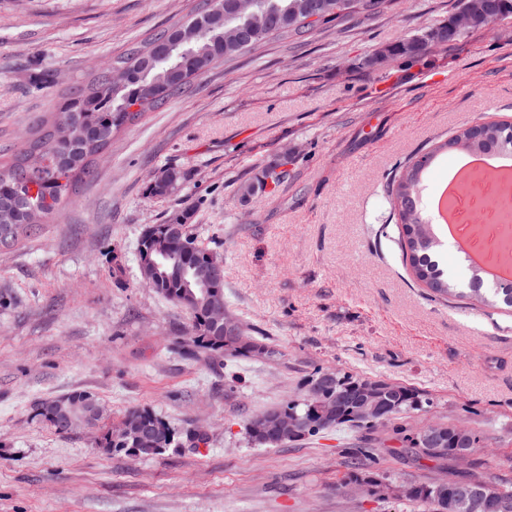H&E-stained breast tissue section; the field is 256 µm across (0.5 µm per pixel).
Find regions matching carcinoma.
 Listing matches in <instances>:
<instances>
[{
    "instance_id": "1",
    "label": "carcinoma",
    "mask_w": 512,
    "mask_h": 512,
    "mask_svg": "<svg viewBox=\"0 0 512 512\" xmlns=\"http://www.w3.org/2000/svg\"><path fill=\"white\" fill-rule=\"evenodd\" d=\"M312 0H254L253 12L271 17L268 32L259 35L243 48L232 40V29L246 23L244 18L211 17L215 5L205 6L194 14L190 21L202 20L209 33L201 42L192 46L174 45L170 27L156 34L145 46L133 47L122 61L121 67L128 69V86L116 93L112 90V69L98 73L88 87H77L70 91L58 106L52 118L69 119L76 124L80 135L69 142L57 143L51 139L48 124L50 119H39L32 129V148L51 156V165L41 171L42 192L37 199L29 196L26 187L17 182L12 171L21 159L12 158L0 165V201L11 205V217H0V225L10 224L14 229L13 243H18L43 219L51 217L63 208L70 199L75 184L82 178L93 175L91 158L111 140L114 131L120 129L140 114L155 109L174 96L184 92L194 78L217 65L226 64L238 55L274 38L302 37L314 29V25L302 20ZM392 0H323L330 21L351 15L371 17L383 12ZM470 4L476 10L475 27L487 25L484 15L496 11L512 16V0H460V5ZM427 50L423 38L404 40L393 51L408 58H416ZM155 82L165 87L166 93L147 103L137 112L125 111L126 92L140 87L142 81ZM464 155L473 153L512 154V125L499 124L490 127L479 137L464 128L453 135L439 149H450ZM436 152L424 154L419 159L401 167L388 185V200L396 216L399 241L406 265L414 279L428 288L434 297L467 300L473 306L512 310V283L505 286L482 277L479 269L469 266V279L462 283L448 271L441 260L443 242L436 225L427 222L421 199L425 174L429 161ZM186 215L176 214L170 224H152L143 233L139 245V259L152 267L153 275L148 287L167 300L182 307L190 316L196 333V346L202 347L215 357H264L272 358L277 351L251 335V328L243 324L229 309L224 307V316L235 323L236 333L224 336L221 324L209 308L211 296L224 293V277L214 278L210 267L220 262V257L202 246L183 224ZM323 371H316L303 386L295 399L279 406L300 420L297 432L286 437L273 434L251 438V441L268 447H277L286 442L314 437L331 430L349 428L364 434L366 447L357 449L363 457L377 460V449L372 446L371 435L378 427L392 424L414 412H423L432 407L433 400L416 387L390 380L353 376L334 372L332 381H320ZM365 384H386L395 388L383 401V413L369 423L356 416L361 387ZM68 397L79 406L90 405L98 409L94 423L103 418L105 409L100 398L87 390L73 391ZM36 415L60 434L68 433L58 419L57 413L43 400L35 407ZM126 419L140 421L149 429L150 442L123 438L119 430L104 435V446L114 451L141 449L143 455L158 454L175 442L176 433L156 415L145 410H133ZM438 440L427 439L419 428L404 439L415 454L434 461L455 459L458 448L476 451L478 435L468 428L453 423L442 426ZM466 484L475 488L493 487L511 504L512 482L487 477L449 480L417 488L416 499L429 506V512H448L438 489L445 485L450 489Z\"/></svg>"
}]
</instances>
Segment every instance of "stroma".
Listing matches in <instances>:
<instances>
[{
    "label": "stroma",
    "instance_id": "35a3bbf8",
    "mask_svg": "<svg viewBox=\"0 0 512 512\" xmlns=\"http://www.w3.org/2000/svg\"><path fill=\"white\" fill-rule=\"evenodd\" d=\"M202 0H0V161L71 88ZM458 0H394L292 41L269 40L144 112L68 205L0 249V512H426L401 486L442 475L512 478V315L444 302L402 258L386 193L399 164L476 123H512V17L416 59L393 44L447 22ZM377 57L366 67L367 57ZM49 82L34 88L31 73ZM284 163L276 190L244 185ZM184 179L155 196V174ZM175 212L224 260V302L276 357L183 352L190 321L141 282L143 230ZM423 390L403 423L474 430L470 464L439 470L390 431L377 462L358 432L268 448L248 421L319 369ZM86 389L106 417L55 433L38 402ZM149 410L176 443L134 457L100 440Z\"/></svg>",
    "mask_w": 512,
    "mask_h": 512
}]
</instances>
